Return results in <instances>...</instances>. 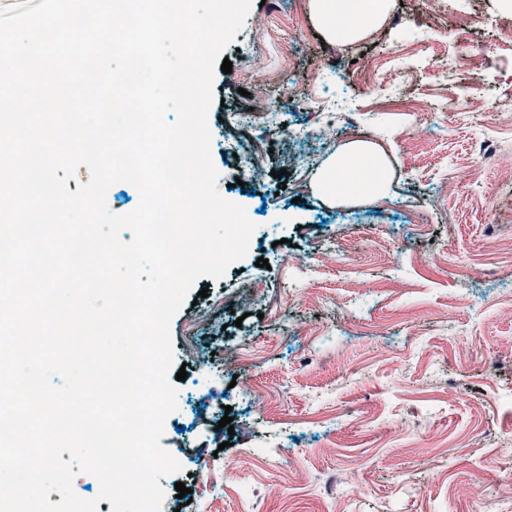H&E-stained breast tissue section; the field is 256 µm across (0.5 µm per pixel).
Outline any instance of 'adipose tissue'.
I'll return each instance as SVG.
<instances>
[{"label":"adipose tissue","mask_w":512,"mask_h":512,"mask_svg":"<svg viewBox=\"0 0 512 512\" xmlns=\"http://www.w3.org/2000/svg\"><path fill=\"white\" fill-rule=\"evenodd\" d=\"M313 14L331 39L353 42L381 23L390 0H310ZM318 187L327 193L383 197L388 189L385 162L369 145H349L323 169Z\"/></svg>","instance_id":"ef3b65f1"}]
</instances>
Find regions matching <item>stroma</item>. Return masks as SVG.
Here are the masks:
<instances>
[{
	"mask_svg": "<svg viewBox=\"0 0 512 512\" xmlns=\"http://www.w3.org/2000/svg\"><path fill=\"white\" fill-rule=\"evenodd\" d=\"M462 9L473 22L450 38ZM510 27L497 0H402L349 44L322 35L309 0L252 6L208 122L218 191L257 229L170 325L187 377L160 440L183 466L160 481L163 512H512V98L494 89L512 71L494 32ZM457 41L490 66L438 75ZM270 99L274 122H234ZM336 101L355 118L345 138ZM349 142L382 152L389 195L317 191ZM256 147L260 182L236 185Z\"/></svg>",
	"mask_w": 512,
	"mask_h": 512,
	"instance_id": "1",
	"label": "stroma"
}]
</instances>
